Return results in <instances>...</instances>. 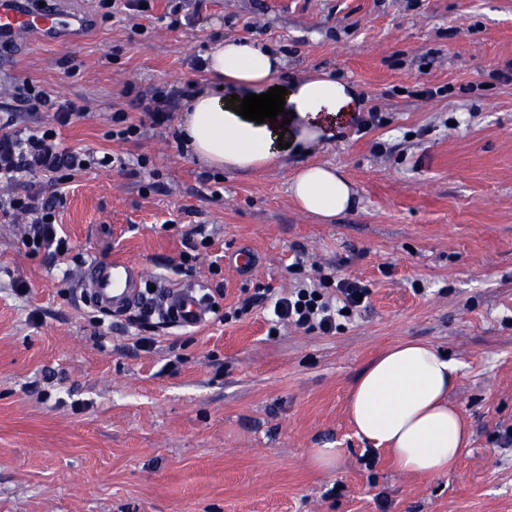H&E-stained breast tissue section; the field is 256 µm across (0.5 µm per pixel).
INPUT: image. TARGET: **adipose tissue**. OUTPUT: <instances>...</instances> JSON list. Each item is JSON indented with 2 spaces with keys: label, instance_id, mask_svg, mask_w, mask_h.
I'll return each mask as SVG.
<instances>
[{
  "label": "adipose tissue",
  "instance_id": "obj_1",
  "mask_svg": "<svg viewBox=\"0 0 512 512\" xmlns=\"http://www.w3.org/2000/svg\"><path fill=\"white\" fill-rule=\"evenodd\" d=\"M283 59L252 41L218 42L205 56L208 83L183 102L176 134L205 166L248 171L288 154L300 159L291 192L300 208L329 220L354 204L351 185L336 169L303 163L306 151L323 142L336 118L355 110L359 93L327 74L287 82L284 108L291 118L290 149L278 145L279 125L256 123L228 109L231 96L262 94L278 85ZM457 364L435 346L406 340L387 348L355 376L347 410L358 435L389 450L403 472L448 473L469 442L470 431L449 404Z\"/></svg>",
  "mask_w": 512,
  "mask_h": 512
}]
</instances>
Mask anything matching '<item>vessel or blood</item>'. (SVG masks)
<instances>
[{
    "mask_svg": "<svg viewBox=\"0 0 512 512\" xmlns=\"http://www.w3.org/2000/svg\"><path fill=\"white\" fill-rule=\"evenodd\" d=\"M63 14L56 0H44L39 11H32L27 0H16L10 7L0 5V41L8 43L22 34L56 38L63 26ZM142 269L125 260H94L86 269L84 288L89 299L101 307L121 311L133 306L140 296ZM165 305L171 322L183 328L204 323L209 303L193 288L168 291Z\"/></svg>",
    "mask_w": 512,
    "mask_h": 512,
    "instance_id": "1",
    "label": "vessel or blood"
}]
</instances>
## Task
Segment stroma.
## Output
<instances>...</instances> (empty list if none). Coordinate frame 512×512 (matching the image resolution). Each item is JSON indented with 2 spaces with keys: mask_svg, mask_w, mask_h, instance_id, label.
I'll use <instances>...</instances> for the list:
<instances>
[{
  "mask_svg": "<svg viewBox=\"0 0 512 512\" xmlns=\"http://www.w3.org/2000/svg\"><path fill=\"white\" fill-rule=\"evenodd\" d=\"M78 2L87 24L57 42L0 46V126L55 127L87 163L61 189L0 182V512H512V0H152L110 18ZM226 38L283 54L282 78L345 79L380 113L363 129L338 117L309 157L353 185L351 210L303 212L292 161L223 172L175 142ZM28 85L49 105L21 101ZM33 192L54 201L66 253L25 246L31 217L5 202ZM198 228L212 244L182 263ZM114 258L214 310L195 328L154 314L141 347L126 314L84 296L87 264ZM316 264L369 289L333 335L272 314ZM407 339L460 366L448 398L471 439L439 476L399 471L347 418L359 370ZM318 448L338 465L315 464Z\"/></svg>",
  "mask_w": 512,
  "mask_h": 512,
  "instance_id": "35a3bbf8",
  "label": "stroma"
}]
</instances>
